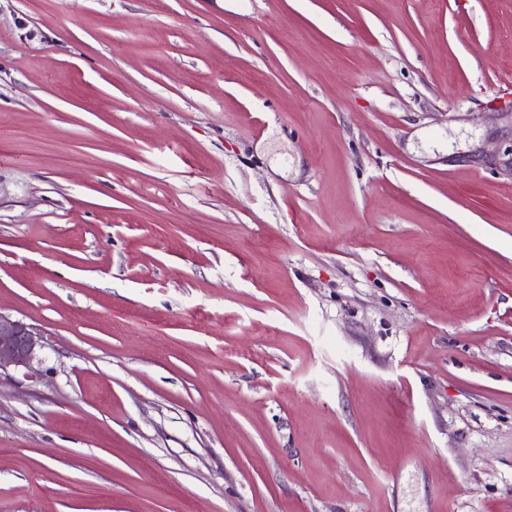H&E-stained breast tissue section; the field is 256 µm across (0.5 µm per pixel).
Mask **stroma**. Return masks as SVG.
Instances as JSON below:
<instances>
[{
  "mask_svg": "<svg viewBox=\"0 0 512 512\" xmlns=\"http://www.w3.org/2000/svg\"><path fill=\"white\" fill-rule=\"evenodd\" d=\"M0 512H512V0H0ZM42 336L32 325L0 313V373L8 367L30 368L43 348Z\"/></svg>",
  "mask_w": 512,
  "mask_h": 512,
  "instance_id": "1",
  "label": "stroma"
}]
</instances>
